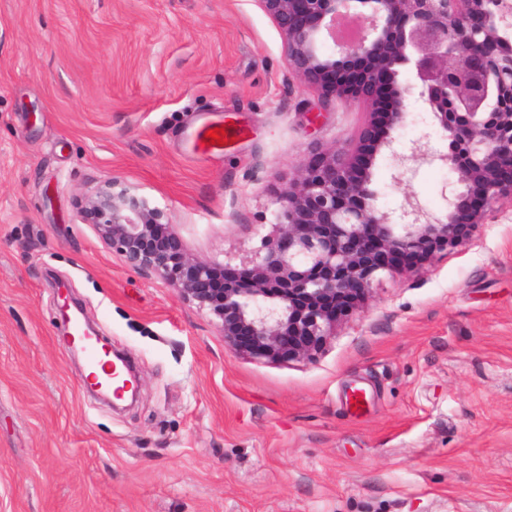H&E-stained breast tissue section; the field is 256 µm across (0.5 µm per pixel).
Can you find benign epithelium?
<instances>
[{
	"label": "benign epithelium",
	"mask_w": 512,
	"mask_h": 512,
	"mask_svg": "<svg viewBox=\"0 0 512 512\" xmlns=\"http://www.w3.org/2000/svg\"><path fill=\"white\" fill-rule=\"evenodd\" d=\"M278 28L288 70L307 90L349 103L353 90L336 76L349 58L364 62L360 80L383 85L385 111L370 97L371 122L356 149L333 148L297 165L288 187L275 195L271 230L260 246L233 265L202 258L182 244L175 225L117 177L79 199V212L124 266L153 278L206 314L224 344L259 361L310 360L321 351L337 317L328 300L364 295L382 273L404 264L389 259L425 252L424 260L466 244L457 225L484 223L500 200L512 201V0H256ZM359 20V37L336 38V21ZM334 48L323 50V36ZM415 70L419 101L443 133L447 150L420 144L409 160L439 161L457 174L462 190L446 209L430 213L409 195L398 224L371 188L379 156L392 149L407 120L411 87L402 69ZM233 267L247 284L225 279ZM58 286L62 338L72 356V313L83 309ZM128 375L113 391L136 398L140 380Z\"/></svg>",
	"instance_id": "7a95c632"
}]
</instances>
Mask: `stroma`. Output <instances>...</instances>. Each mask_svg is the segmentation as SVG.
<instances>
[{
    "label": "stroma",
    "instance_id": "35a3bbf8",
    "mask_svg": "<svg viewBox=\"0 0 512 512\" xmlns=\"http://www.w3.org/2000/svg\"><path fill=\"white\" fill-rule=\"evenodd\" d=\"M369 119L320 104L256 0H0V512H512V202L284 363L231 350L78 213L116 176L230 260L296 165ZM219 121L240 136L196 151ZM416 142L446 148L419 105L378 159L379 203L443 211L455 173L393 158ZM61 283L137 371L135 406L80 387ZM215 128H223V131L226 132V136H222L220 131H218V133H220L221 139H227V142L231 141L232 137H235L236 139L241 134L239 128L232 124H207L198 127L193 133H191L194 146L202 150L220 149L223 147L224 145L217 144V140H215V144H212L211 138L206 137L207 131L213 130Z\"/></svg>",
    "mask_w": 512,
    "mask_h": 512
}]
</instances>
